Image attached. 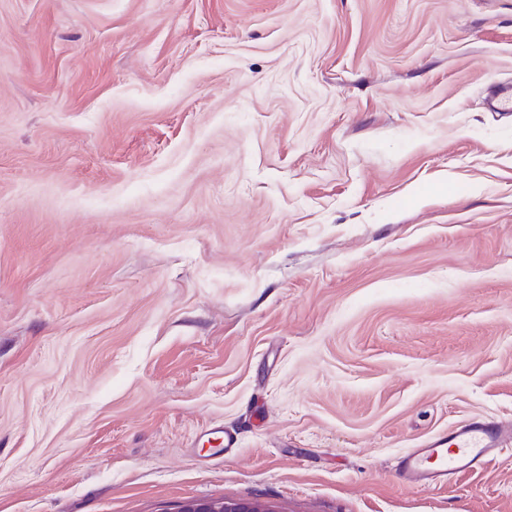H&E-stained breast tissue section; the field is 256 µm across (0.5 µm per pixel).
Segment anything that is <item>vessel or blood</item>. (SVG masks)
I'll use <instances>...</instances> for the list:
<instances>
[{"mask_svg":"<svg viewBox=\"0 0 512 512\" xmlns=\"http://www.w3.org/2000/svg\"><path fill=\"white\" fill-rule=\"evenodd\" d=\"M512 426L489 418L459 425L450 435L436 437L400 457L398 472L413 488H435L482 471L500 457Z\"/></svg>","mask_w":512,"mask_h":512,"instance_id":"obj_1","label":"vessel or blood"}]
</instances>
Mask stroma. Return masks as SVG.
Listing matches in <instances>:
<instances>
[{"label":"stroma","mask_w":512,"mask_h":512,"mask_svg":"<svg viewBox=\"0 0 512 512\" xmlns=\"http://www.w3.org/2000/svg\"><path fill=\"white\" fill-rule=\"evenodd\" d=\"M506 83L512 0H0V512H512L396 472L512 421ZM176 512H278L273 506L258 500L190 499Z\"/></svg>","instance_id":"1"}]
</instances>
